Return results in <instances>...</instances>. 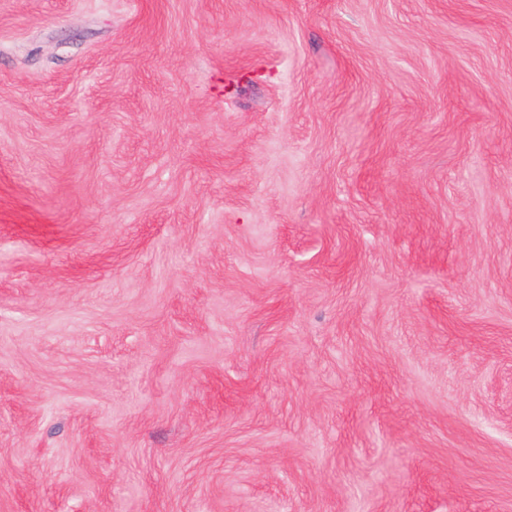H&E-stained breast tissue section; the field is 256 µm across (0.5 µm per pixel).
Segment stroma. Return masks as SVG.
Returning <instances> with one entry per match:
<instances>
[{"instance_id": "stroma-1", "label": "stroma", "mask_w": 512, "mask_h": 512, "mask_svg": "<svg viewBox=\"0 0 512 512\" xmlns=\"http://www.w3.org/2000/svg\"><path fill=\"white\" fill-rule=\"evenodd\" d=\"M0 512H512V0H0Z\"/></svg>"}]
</instances>
